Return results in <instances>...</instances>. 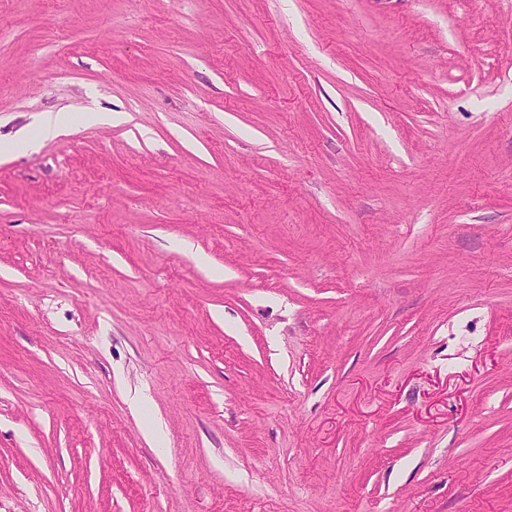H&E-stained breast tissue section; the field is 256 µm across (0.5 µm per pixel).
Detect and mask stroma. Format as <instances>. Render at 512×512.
I'll use <instances>...</instances> for the list:
<instances>
[{
	"label": "stroma",
	"mask_w": 512,
	"mask_h": 512,
	"mask_svg": "<svg viewBox=\"0 0 512 512\" xmlns=\"http://www.w3.org/2000/svg\"><path fill=\"white\" fill-rule=\"evenodd\" d=\"M45 112L0 512H512V0H0ZM68 113L58 112L55 115H48L42 118L37 127L39 130V139L31 141V147H37L41 140L58 135L63 129L70 124Z\"/></svg>",
	"instance_id": "1"
}]
</instances>
